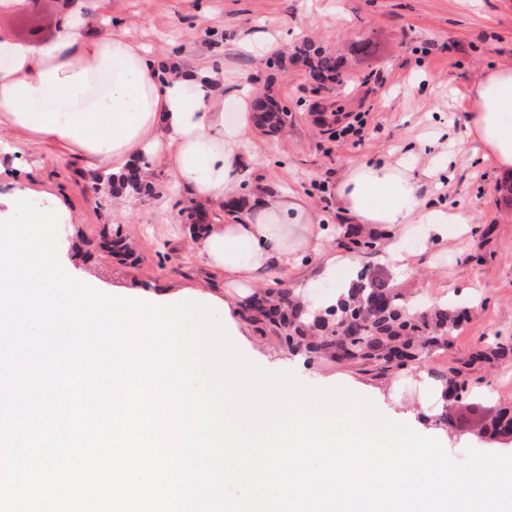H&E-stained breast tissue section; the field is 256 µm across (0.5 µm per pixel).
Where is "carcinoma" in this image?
Here are the masks:
<instances>
[{"mask_svg": "<svg viewBox=\"0 0 512 512\" xmlns=\"http://www.w3.org/2000/svg\"><path fill=\"white\" fill-rule=\"evenodd\" d=\"M300 53L308 57L309 76L317 85L340 81L336 57L320 50L312 53L305 46ZM260 112L262 125L281 124L288 117V109L271 99L262 102ZM343 236L357 249L375 244L373 237L359 238L358 229L350 225L343 228ZM247 311L258 331L271 330L294 354L382 372L414 367L434 352L448 349L468 315L460 300L412 309L400 291L376 283L364 271L328 306L313 308L287 288H266L249 299ZM470 361L512 362V338L497 336L483 343ZM466 392L463 369L448 368L445 393L457 398ZM485 433L491 439L512 437V409H502Z\"/></svg>", "mask_w": 512, "mask_h": 512, "instance_id": "1", "label": "carcinoma"}]
</instances>
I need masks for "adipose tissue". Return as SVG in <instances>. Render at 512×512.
Returning a JSON list of instances; mask_svg holds the SVG:
<instances>
[{
	"instance_id": "1",
	"label": "adipose tissue",
	"mask_w": 512,
	"mask_h": 512,
	"mask_svg": "<svg viewBox=\"0 0 512 512\" xmlns=\"http://www.w3.org/2000/svg\"><path fill=\"white\" fill-rule=\"evenodd\" d=\"M10 63L0 68V122L20 138L0 149L24 169L28 141L60 146L99 174L121 182L134 164L168 168L193 199L239 200L247 215L205 224L195 234L198 258L223 270L240 288L265 271L287 268L307 249L317 222L311 205L270 188L262 199L243 201L241 151L249 115L216 108L218 73L209 64L169 65L114 31L105 35L62 28L46 45L12 43ZM467 135L497 169L512 175V64L490 70L469 91ZM439 168H418L413 159L379 157L350 163L336 183L344 214L364 226L389 229L385 248L392 263L405 260L400 237L415 224L438 236L456 214L428 207L427 187Z\"/></svg>"
}]
</instances>
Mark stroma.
Instances as JSON below:
<instances>
[{"label": "stroma", "mask_w": 512, "mask_h": 512, "mask_svg": "<svg viewBox=\"0 0 512 512\" xmlns=\"http://www.w3.org/2000/svg\"><path fill=\"white\" fill-rule=\"evenodd\" d=\"M103 18L157 56L188 67L207 61L249 99L268 92L287 105L288 123L277 133L251 128L243 147V191L273 185L294 192L310 203L319 224L300 267L267 276L268 286L293 289L322 306L358 270L379 269L412 306L448 295L467 301L471 310L451 348L383 376L291 354L243 316L237 324L240 349L251 361L271 372H293L313 387H344L372 400L387 419L406 424L434 408L441 375L477 350L480 340L512 336V176L499 173L465 135L468 88L486 70L512 60V0H30L0 8V39L40 46L54 41L64 24L87 26ZM365 39L374 51L363 57L354 47ZM305 43L345 58L342 83L314 90L298 52ZM317 103L335 104L340 121L364 114L362 138H332L310 112ZM409 151L421 167L450 152L451 175L430 201L464 221L449 225L447 238L427 243L411 230L403 239L406 265L395 269L385 261L386 236L365 252L339 237L350 219L336 202L335 187L353 160ZM24 160L46 182L35 204L48 208L60 199L66 205L58 256L78 280L116 293L200 289L237 299L223 272L195 257L188 212L194 201L171 172H142L143 190L124 197L93 190L83 162L39 142H30ZM109 225L121 228L126 253L104 246ZM335 255L352 258V270L328 269ZM465 377L471 402L497 410L512 406V365L478 363ZM442 430L439 441L457 461L470 448H512V438L501 442L461 428L453 415Z\"/></svg>", "instance_id": "35a3bbf8"}]
</instances>
